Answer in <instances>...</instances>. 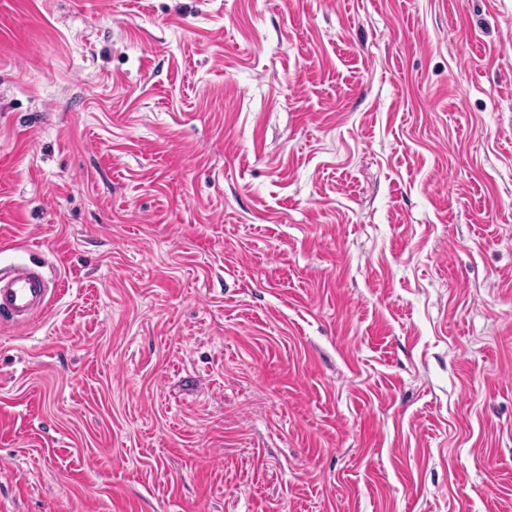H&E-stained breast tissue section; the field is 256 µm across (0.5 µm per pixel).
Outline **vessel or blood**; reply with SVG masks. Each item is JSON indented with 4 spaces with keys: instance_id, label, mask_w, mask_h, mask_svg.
<instances>
[{
    "instance_id": "b4317fda",
    "label": "vessel or blood",
    "mask_w": 512,
    "mask_h": 512,
    "mask_svg": "<svg viewBox=\"0 0 512 512\" xmlns=\"http://www.w3.org/2000/svg\"><path fill=\"white\" fill-rule=\"evenodd\" d=\"M47 283L33 267L22 265L0 271V314H8L13 325H26L32 316L46 309Z\"/></svg>"
}]
</instances>
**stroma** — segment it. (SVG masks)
Listing matches in <instances>:
<instances>
[{
	"label": "stroma",
	"mask_w": 512,
	"mask_h": 512,
	"mask_svg": "<svg viewBox=\"0 0 512 512\" xmlns=\"http://www.w3.org/2000/svg\"><path fill=\"white\" fill-rule=\"evenodd\" d=\"M0 512H512V0H0ZM48 293L45 279L33 267L0 271V316L6 313L14 326H25L35 313L47 308Z\"/></svg>",
	"instance_id": "stroma-1"
}]
</instances>
